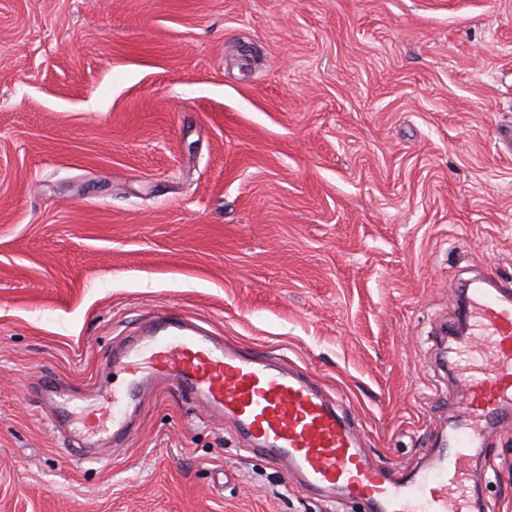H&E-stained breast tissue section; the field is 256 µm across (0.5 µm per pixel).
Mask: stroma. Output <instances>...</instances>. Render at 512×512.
I'll return each instance as SVG.
<instances>
[{
  "mask_svg": "<svg viewBox=\"0 0 512 512\" xmlns=\"http://www.w3.org/2000/svg\"><path fill=\"white\" fill-rule=\"evenodd\" d=\"M511 126L512 0H0V512H334L167 387L64 449L38 384L85 395L162 310L426 462L460 284L512 282ZM470 487L512 512V427Z\"/></svg>",
  "mask_w": 512,
  "mask_h": 512,
  "instance_id": "stroma-1",
  "label": "stroma"
}]
</instances>
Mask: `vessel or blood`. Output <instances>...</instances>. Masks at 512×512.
I'll return each instance as SVG.
<instances>
[{"label":"vessel or blood","mask_w":512,"mask_h":512,"mask_svg":"<svg viewBox=\"0 0 512 512\" xmlns=\"http://www.w3.org/2000/svg\"><path fill=\"white\" fill-rule=\"evenodd\" d=\"M461 315L467 335L444 348L461 418L431 463L397 477L370 461L355 417L315 381L244 354L167 311L152 315L108 358L104 374L122 378V386L107 388L79 414L62 410L55 425L69 450L97 439L127 441L134 434L131 407L164 380L210 416L229 420L239 438L284 466L290 483L308 494L359 503L366 512H469L475 438L482 429L512 424V285L494 280L467 289Z\"/></svg>","instance_id":"vessel-or-blood-1"}]
</instances>
